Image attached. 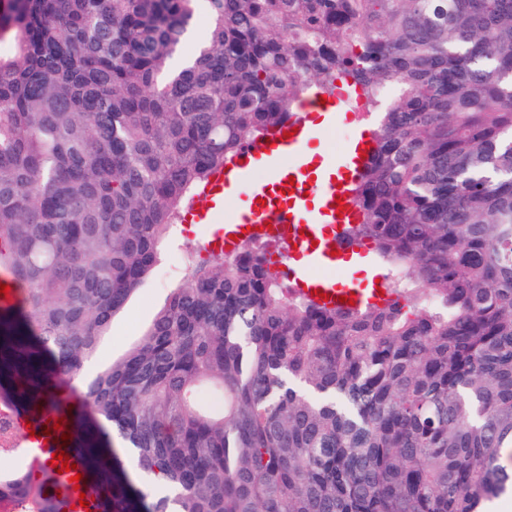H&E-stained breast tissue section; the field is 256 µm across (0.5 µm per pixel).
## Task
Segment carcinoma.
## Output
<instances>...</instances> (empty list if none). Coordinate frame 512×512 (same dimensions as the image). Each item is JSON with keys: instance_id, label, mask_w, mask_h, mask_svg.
<instances>
[{"instance_id": "cac0c4a2", "label": "carcinoma", "mask_w": 512, "mask_h": 512, "mask_svg": "<svg viewBox=\"0 0 512 512\" xmlns=\"http://www.w3.org/2000/svg\"><path fill=\"white\" fill-rule=\"evenodd\" d=\"M0 4V397L58 407L224 162L350 78L377 114L347 235L387 299L326 307L265 259L186 253L71 416L104 512H486L512 492V0ZM18 469L3 512H59ZM101 426L103 427L104 431L108 435V439L110 442L109 452L112 457V448H115L117 453L119 454V457L122 461V464L127 471L131 481L133 484L141 489H145V485L149 482V479L142 474L139 473V471L136 469L134 462L130 456L129 451H127L126 448H124L125 443L120 437V435L114 430L112 431V427L110 425H104L103 422H100Z\"/></svg>"}]
</instances>
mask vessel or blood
<instances>
[{"mask_svg":"<svg viewBox=\"0 0 512 512\" xmlns=\"http://www.w3.org/2000/svg\"><path fill=\"white\" fill-rule=\"evenodd\" d=\"M317 132L306 118L295 116L248 145L239 155L226 161L215 171L189 207L185 219L197 224H215L210 247L221 251L229 238H242L256 228H265L273 245L278 248L273 258L279 269L287 272L296 285L297 293L311 296L312 292L326 295L327 306L338 305L340 297L353 296L355 304H363V293L336 277L327 276V269L336 267L344 254L365 257L360 245L343 241L346 225L355 223V174L361 173L369 151V142L347 144L340 153L327 155L324 164H312L308 147ZM264 166L269 180L256 186L251 178L256 166ZM321 185L318 204H311L303 194L308 182ZM241 198L249 207L244 211L226 207V200ZM14 419L27 455L35 462L49 465L54 453L67 452L72 463H79L77 449L62 441L56 424L60 411L43 416L40 425H31L30 414L12 405L7 410ZM70 473L53 474L47 486L49 495L59 500L62 512H100L94 497L79 499L73 494Z\"/></svg>","mask_w":512,"mask_h":512,"instance_id":"vessel-or-blood-1","label":"vessel or blood"}]
</instances>
